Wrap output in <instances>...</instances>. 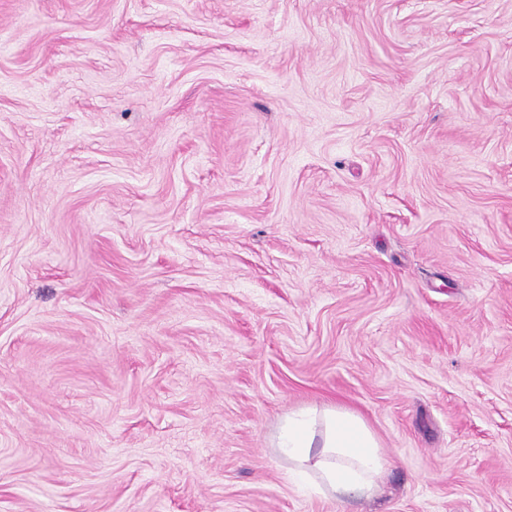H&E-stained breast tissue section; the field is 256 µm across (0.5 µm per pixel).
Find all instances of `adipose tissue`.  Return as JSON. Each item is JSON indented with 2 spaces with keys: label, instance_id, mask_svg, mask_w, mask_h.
I'll list each match as a JSON object with an SVG mask.
<instances>
[{
  "label": "adipose tissue",
  "instance_id": "ef3b65f1",
  "mask_svg": "<svg viewBox=\"0 0 512 512\" xmlns=\"http://www.w3.org/2000/svg\"><path fill=\"white\" fill-rule=\"evenodd\" d=\"M272 446L287 460L290 476L344 505L372 500L386 470L375 433L359 415L340 407L289 413Z\"/></svg>",
  "mask_w": 512,
  "mask_h": 512
}]
</instances>
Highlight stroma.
Instances as JSON below:
<instances>
[{
    "label": "stroma",
    "mask_w": 512,
    "mask_h": 512,
    "mask_svg": "<svg viewBox=\"0 0 512 512\" xmlns=\"http://www.w3.org/2000/svg\"><path fill=\"white\" fill-rule=\"evenodd\" d=\"M512 512V0H0V512ZM272 446L288 460L291 477L343 505L372 500L386 470L375 433L359 415L340 407L289 413Z\"/></svg>",
    "instance_id": "1"
}]
</instances>
